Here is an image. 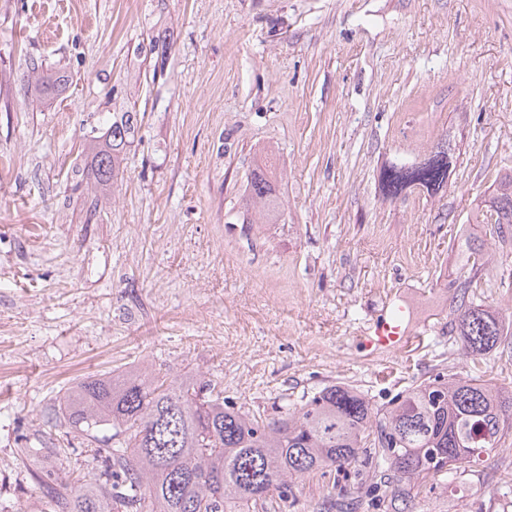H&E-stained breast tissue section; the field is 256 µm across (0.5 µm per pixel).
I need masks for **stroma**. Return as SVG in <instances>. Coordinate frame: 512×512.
<instances>
[{"mask_svg":"<svg viewBox=\"0 0 512 512\" xmlns=\"http://www.w3.org/2000/svg\"><path fill=\"white\" fill-rule=\"evenodd\" d=\"M61 95L23 80L32 62ZM143 119L118 181L79 177L116 112ZM450 158L437 193L384 197L381 170ZM283 216L243 221L260 149ZM512 168V0H0V512H50L51 411L87 377L150 362L254 413L325 386L378 409L413 384L512 388V335L469 355L451 329L477 239L486 304L512 317V248L471 223ZM402 295V355L362 332ZM415 512H502L512 435ZM353 468L297 478L267 512H332Z\"/></svg>","mask_w":512,"mask_h":512,"instance_id":"1","label":"stroma"}]
</instances>
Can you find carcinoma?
Instances as JSON below:
<instances>
[{
	"label": "carcinoma",
	"instance_id": "cac0c4a2",
	"mask_svg": "<svg viewBox=\"0 0 512 512\" xmlns=\"http://www.w3.org/2000/svg\"><path fill=\"white\" fill-rule=\"evenodd\" d=\"M137 134V113L112 117L94 141L86 177L110 189ZM447 181L445 150L380 174L391 196ZM248 201L264 222L278 219L281 204L266 159L251 177ZM472 223L512 242V170L497 175ZM453 321L474 357L504 336L500 313L472 299L455 306ZM55 427L62 430L59 456L73 447L71 435L82 439L86 472L46 486L53 512H262L273 498L285 500L304 474L352 464L360 466L356 490L382 489L385 512H404L422 482H442L460 469L448 463L464 450L472 449L470 464L499 446L512 430V390L491 378L438 376L413 385L381 413L362 393L333 385L264 416L224 399L209 380L147 363L76 382L55 413Z\"/></svg>",
	"mask_w": 512,
	"mask_h": 512
}]
</instances>
